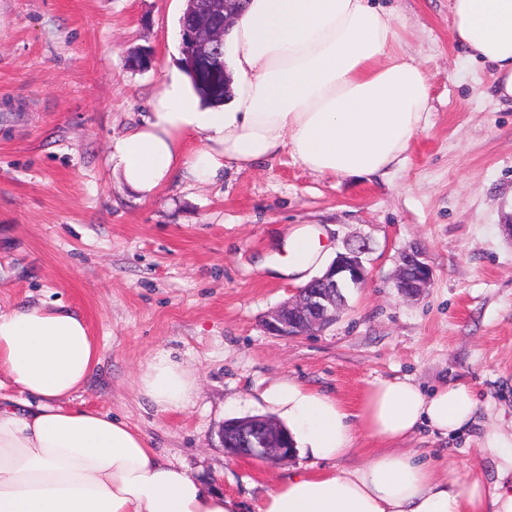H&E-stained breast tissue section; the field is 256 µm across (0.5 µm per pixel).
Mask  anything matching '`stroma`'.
I'll return each mask as SVG.
<instances>
[{
	"label": "stroma",
	"instance_id": "obj_1",
	"mask_svg": "<svg viewBox=\"0 0 512 512\" xmlns=\"http://www.w3.org/2000/svg\"><path fill=\"white\" fill-rule=\"evenodd\" d=\"M375 3L432 86L429 123L400 167L319 175L284 150L141 200L113 177L111 143L182 71L185 0H0V309L59 301L81 313L101 363L75 404L140 429L244 512L311 463L224 454V420L267 414L262 395L282 378L351 412L379 380L468 384L478 424L448 438L423 428L402 445L441 470L494 476L483 429L512 428V106L493 98L490 65L454 43L448 0ZM137 49L151 51V68L129 67ZM301 224L337 252L363 243L369 279L348 289L332 326L275 337L263 321L299 286L258 265ZM412 245L434 270L416 300L394 286ZM160 349L196 373L187 409L157 411L138 392Z\"/></svg>",
	"mask_w": 512,
	"mask_h": 512
}]
</instances>
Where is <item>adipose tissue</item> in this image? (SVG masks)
<instances>
[{
	"mask_svg": "<svg viewBox=\"0 0 512 512\" xmlns=\"http://www.w3.org/2000/svg\"><path fill=\"white\" fill-rule=\"evenodd\" d=\"M452 37L469 60L490 64L499 100L512 102V0H450ZM228 103L203 106L187 77L172 74L151 111L111 149L118 182L143 198L184 177L217 183L287 149L309 170L369 176L399 166L428 122L427 73L402 49L392 15L371 0H250L224 36ZM203 142L189 149L195 136ZM287 262L261 269L304 283L328 247L307 224L286 241ZM99 364L86 320L61 303L0 310V375L23 395L0 398V512H239L110 413L72 406ZM137 388L161 412L189 407L196 375L155 352ZM265 401L314 467L291 473L258 512H512V433L491 426L479 467L438 472L400 450L420 425L440 435L474 423L479 401L463 383L432 394L408 379L380 380L357 412L281 380ZM378 442L363 465L337 467L356 433Z\"/></svg>",
	"mask_w": 512,
	"mask_h": 512,
	"instance_id": "1",
	"label": "adipose tissue"
}]
</instances>
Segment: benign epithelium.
Listing matches in <instances>:
<instances>
[{
  "label": "benign epithelium",
  "instance_id": "7a95c632",
  "mask_svg": "<svg viewBox=\"0 0 512 512\" xmlns=\"http://www.w3.org/2000/svg\"><path fill=\"white\" fill-rule=\"evenodd\" d=\"M244 0H207L197 7L182 29V53L185 63L205 86L230 94V76L224 61L214 50L222 41ZM365 248L347 246L320 275L301 288L297 296L283 303L264 321L268 334L278 337L305 336L323 330L338 319L345 305L336 294L347 287L358 288L368 280ZM433 269L422 252L411 247L399 256L394 286L406 298L420 296L431 285ZM229 438L223 442L224 453L231 459L283 461L295 455L288 429L269 420L259 419L247 426L224 424Z\"/></svg>",
  "mask_w": 512,
  "mask_h": 512
}]
</instances>
